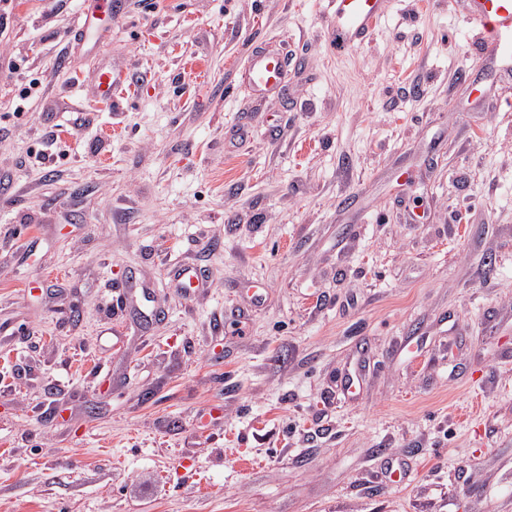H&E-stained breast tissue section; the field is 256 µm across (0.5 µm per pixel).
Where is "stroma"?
Here are the masks:
<instances>
[{"label":"stroma","mask_w":512,"mask_h":512,"mask_svg":"<svg viewBox=\"0 0 512 512\" xmlns=\"http://www.w3.org/2000/svg\"><path fill=\"white\" fill-rule=\"evenodd\" d=\"M114 2L0 6V512H512V70L466 0L341 55L329 0ZM286 74L285 63L278 55L252 51L247 57L244 78L259 96L279 86Z\"/></svg>","instance_id":"stroma-1"}]
</instances>
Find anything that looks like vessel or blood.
I'll return each mask as SVG.
<instances>
[{
    "mask_svg": "<svg viewBox=\"0 0 512 512\" xmlns=\"http://www.w3.org/2000/svg\"><path fill=\"white\" fill-rule=\"evenodd\" d=\"M385 4L386 0H332L327 23L329 48L341 53L363 45ZM468 9L478 16L484 30L479 54L503 68H512V0H469ZM244 78L255 94L265 95L285 80V63L275 54L251 52Z\"/></svg>",
    "mask_w": 512,
    "mask_h": 512,
    "instance_id": "vessel-or-blood-1",
    "label": "vessel or blood"
}]
</instances>
